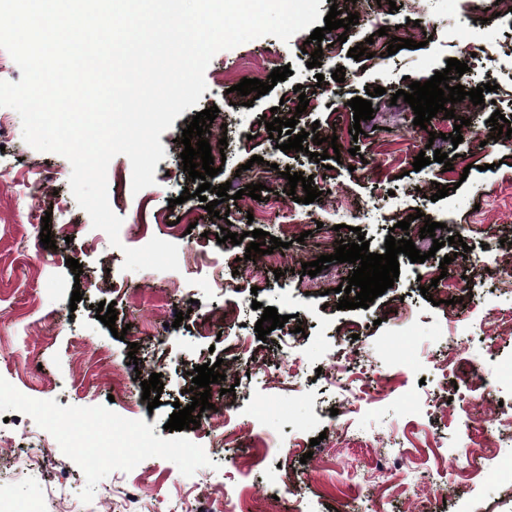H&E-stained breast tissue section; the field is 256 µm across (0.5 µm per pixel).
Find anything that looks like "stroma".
Returning a JSON list of instances; mask_svg holds the SVG:
<instances>
[{
  "label": "stroma",
  "instance_id": "obj_1",
  "mask_svg": "<svg viewBox=\"0 0 512 512\" xmlns=\"http://www.w3.org/2000/svg\"><path fill=\"white\" fill-rule=\"evenodd\" d=\"M395 2L389 12L368 0H322L321 14L336 5L359 22L317 70L304 51L306 30L286 42L264 36L218 52L197 107L160 136L165 157L154 185L133 192L129 158L110 161L108 199L122 220L120 247L77 204L66 157L29 146L21 122L0 135V468L9 469L22 449L39 451L30 470L0 482L5 512H31L37 504L58 512L64 503L75 512H121L129 496L136 512H208L230 489L254 512H512V429L498 415L501 404L512 403V340L490 335L487 326L496 310L512 308V288L491 279L455 305L443 304L442 290L428 298L420 292L436 277L457 287L470 273L460 256L466 246L490 270H512V249L504 245L512 239V148L492 140L489 122L497 111L512 121V19L494 16L491 0ZM410 20L421 22L429 43L388 54L392 32ZM363 41L368 57H349ZM451 58L468 65L465 88L490 83L493 91L477 106L455 103L468 126L440 115L414 126L409 104L392 94L427 81ZM285 65L290 76L252 106L232 90ZM339 67L341 83L331 79ZM321 76L327 85H318ZM377 86L385 92L372 100L373 118L353 137L349 102ZM302 94L309 105L298 126L336 137L341 158L332 168L310 158L323 146L307 138L303 151H281L259 123L269 112L289 118V103ZM213 106L223 122L211 126L209 143L223 138L227 145L212 186L227 182L237 191L260 183L262 162L276 166L260 199L220 203L218 219L195 198L197 185L180 157L183 129ZM456 129L463 140L455 146L447 136ZM438 150L452 156V170L433 161ZM421 153L432 162L413 170ZM286 167L312 177L320 195L271 217L267 202L286 189ZM433 182L449 187L448 196L422 197ZM185 190L193 196L183 202ZM478 205L485 214L476 224ZM180 217L192 230L169 229ZM404 219L411 222L405 231L397 227ZM428 220L459 227L461 243L422 263L399 256L393 288L369 308L338 309L340 296L324 293L322 276L301 272L325 253L328 234L345 240L361 228L370 252L381 254L387 236L419 240ZM45 225L56 242L49 249L40 242ZM227 226L285 242V276L269 272L254 285L239 277L245 245L213 241L199 249L202 233ZM155 237L177 245L178 270H123L124 248ZM70 258L82 264V275L68 268ZM76 289L82 299L74 305ZM103 301L116 305L114 327L96 317ZM265 306L288 321L262 341L255 324ZM220 309L235 321L231 334L209 321ZM179 311L186 314L180 322ZM115 327L126 329L125 339L112 335ZM253 349L263 351L266 374L251 372ZM233 350L242 362L223 433L167 430L175 405L191 402L190 371ZM335 356L352 373L349 390L316 373ZM154 373L164 389L151 409L141 383ZM487 391L492 402L469 423V403ZM382 464L395 472L396 487L369 492L350 476ZM272 490L277 498H269Z\"/></svg>",
  "mask_w": 512,
  "mask_h": 512
}]
</instances>
